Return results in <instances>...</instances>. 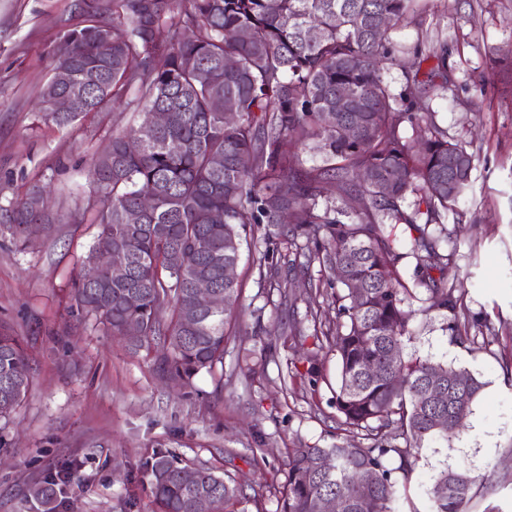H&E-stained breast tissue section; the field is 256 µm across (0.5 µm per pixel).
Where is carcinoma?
<instances>
[{
    "mask_svg": "<svg viewBox=\"0 0 512 512\" xmlns=\"http://www.w3.org/2000/svg\"><path fill=\"white\" fill-rule=\"evenodd\" d=\"M417 0H80L84 24L67 29L54 70L67 69L65 85L47 82L40 111L58 126L77 114L50 109L53 96L81 94L93 112L115 109L169 113L168 122L112 136V163L95 158L88 176L95 187L98 233L70 295L93 328L123 337L139 323L144 341L168 350L162 371L186 383L199 372L224 364V325L238 303L239 281H224V265L236 264L252 224H287L281 232L291 247L305 240L307 262L336 272L334 296L344 325L326 326L323 338L339 362L334 407L340 425L365 431L366 446H300L288 455L280 512H316L323 496L339 497L343 512H399L394 474L408 473L428 438L447 440L463 427L483 383L471 372L443 362L404 356L413 339L411 289L426 291L422 312L445 310L453 317L455 340H470L462 290L448 279V225L442 219L472 182L475 156L437 127L405 137L413 119L382 79L392 63L389 27L413 12ZM121 18L123 31L107 16ZM388 27L380 29V18ZM314 29L318 38H307ZM347 89L351 108L336 110V94ZM224 99L237 115L232 124L212 109ZM349 125L350 137L339 128ZM141 148L127 151V141ZM315 149L323 164L304 168L298 149ZM224 156V166L212 158ZM337 191L344 206L320 207ZM143 192L156 206L138 224L125 215ZM417 197L415 209L404 203ZM35 185L26 198L0 206V226L27 248V225L53 231L55 216ZM426 210H421V207ZM425 222L420 224V215ZM415 231L409 254L416 260L412 285L397 269L387 223ZM121 250L130 265L121 276L85 278L83 269L104 251ZM192 251L196 259L176 265ZM439 276H433V272ZM260 278L281 289L277 263L259 258ZM213 282L228 296L218 315L196 308L194 287ZM29 386L24 349L0 328V419L20 404ZM440 387L430 400L426 392ZM323 454L336 457V471L317 469ZM159 512H193L182 466L156 450L141 464ZM197 490L214 512H226L240 491L208 468L197 469ZM366 484V501L354 497ZM63 482L50 476L32 483L28 497L41 512H57ZM489 475L465 468L433 478L430 512H470L475 501L494 493Z\"/></svg>",
    "mask_w": 512,
    "mask_h": 512,
    "instance_id": "1",
    "label": "carcinoma"
}]
</instances>
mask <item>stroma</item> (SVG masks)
<instances>
[{
  "label": "stroma",
  "instance_id": "obj_1",
  "mask_svg": "<svg viewBox=\"0 0 512 512\" xmlns=\"http://www.w3.org/2000/svg\"><path fill=\"white\" fill-rule=\"evenodd\" d=\"M80 21L75 0H0V205L43 185L63 218L25 250L0 233V326L18 337L30 367L24 400L0 426V512H36L29 484L65 466L59 512H158L139 465L159 449L243 489L234 512H279L289 449L363 442L360 431L336 430L339 365L311 321L315 312L336 320L333 275L313 263L289 275L287 297L269 291L257 260L287 248L276 227L253 226L223 370L188 385L163 378L161 351L71 314L69 283L98 231L90 160L137 120L107 107L59 127L38 112L60 37ZM389 40L395 62L383 79L411 101V73L427 77L432 46L446 45L448 86L426 100L427 119L476 157L471 185L446 219L448 252L470 319L490 322L497 336L459 344L448 312H424L425 290L406 300L408 352L468 369L484 387L458 435L425 440L399 479V508L429 512L433 477L464 467L500 482L472 512H512V376L502 368L512 357V0H421ZM74 212L85 222L65 223Z\"/></svg>",
  "mask_w": 512,
  "mask_h": 512
}]
</instances>
